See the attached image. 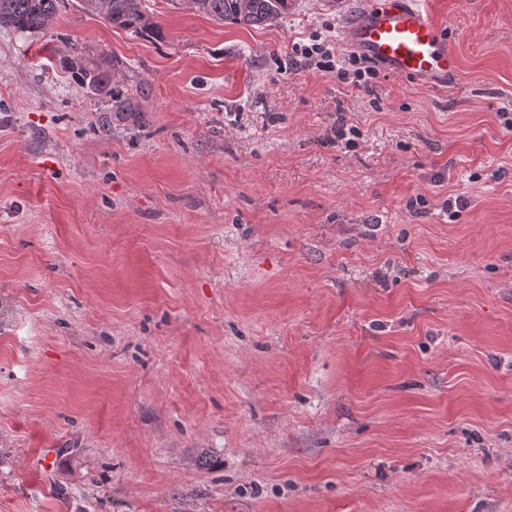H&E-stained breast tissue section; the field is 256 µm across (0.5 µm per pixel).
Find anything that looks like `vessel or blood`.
Masks as SVG:
<instances>
[{
    "label": "vessel or blood",
    "instance_id": "1",
    "mask_svg": "<svg viewBox=\"0 0 512 512\" xmlns=\"http://www.w3.org/2000/svg\"><path fill=\"white\" fill-rule=\"evenodd\" d=\"M342 35L345 44L393 75L428 87H446L459 74L456 46L417 0H367Z\"/></svg>",
    "mask_w": 512,
    "mask_h": 512
}]
</instances>
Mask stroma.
<instances>
[{
	"label": "stroma",
	"instance_id": "35a3bbf8",
	"mask_svg": "<svg viewBox=\"0 0 512 512\" xmlns=\"http://www.w3.org/2000/svg\"><path fill=\"white\" fill-rule=\"evenodd\" d=\"M362 4L0 29V512H512V0L442 90L290 65ZM68 65L80 85L95 95L103 106L98 117V133L109 135L114 120L141 126L144 111L135 95L125 88V82L115 78V73L120 69L113 57L78 53L76 57L68 59Z\"/></svg>",
	"mask_w": 512,
	"mask_h": 512
}]
</instances>
